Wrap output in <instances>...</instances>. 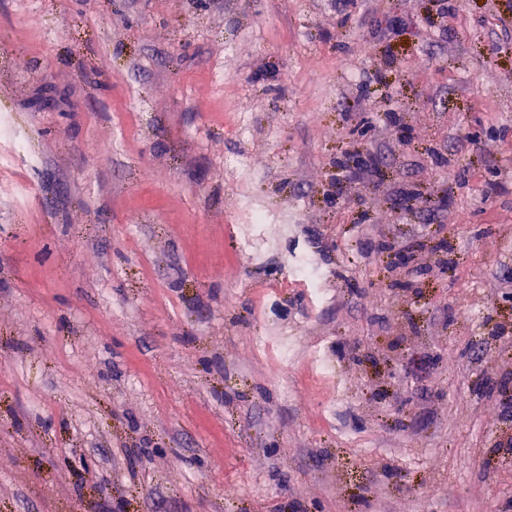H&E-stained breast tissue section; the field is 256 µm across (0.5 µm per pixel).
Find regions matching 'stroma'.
<instances>
[{"instance_id": "35a3bbf8", "label": "stroma", "mask_w": 512, "mask_h": 512, "mask_svg": "<svg viewBox=\"0 0 512 512\" xmlns=\"http://www.w3.org/2000/svg\"><path fill=\"white\" fill-rule=\"evenodd\" d=\"M450 4L0 0V512H505L512 0Z\"/></svg>"}]
</instances>
